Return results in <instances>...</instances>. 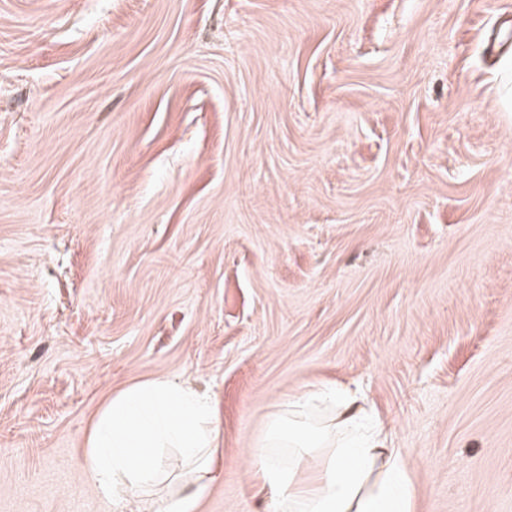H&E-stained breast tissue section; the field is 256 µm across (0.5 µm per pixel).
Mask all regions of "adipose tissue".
Segmentation results:
<instances>
[{"label": "adipose tissue", "instance_id": "obj_1", "mask_svg": "<svg viewBox=\"0 0 512 512\" xmlns=\"http://www.w3.org/2000/svg\"><path fill=\"white\" fill-rule=\"evenodd\" d=\"M214 402L157 377L112 395L92 419L82 474L108 501L148 498L152 512H192L215 475ZM249 455L270 512H412L401 449L356 395L316 385L282 399Z\"/></svg>", "mask_w": 512, "mask_h": 512}]
</instances>
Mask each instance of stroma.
<instances>
[{
    "mask_svg": "<svg viewBox=\"0 0 512 512\" xmlns=\"http://www.w3.org/2000/svg\"><path fill=\"white\" fill-rule=\"evenodd\" d=\"M153 377L217 404L195 512L319 381L413 512H512V0H0V512H118L85 433Z\"/></svg>",
    "mask_w": 512,
    "mask_h": 512,
    "instance_id": "obj_1",
    "label": "stroma"
}]
</instances>
